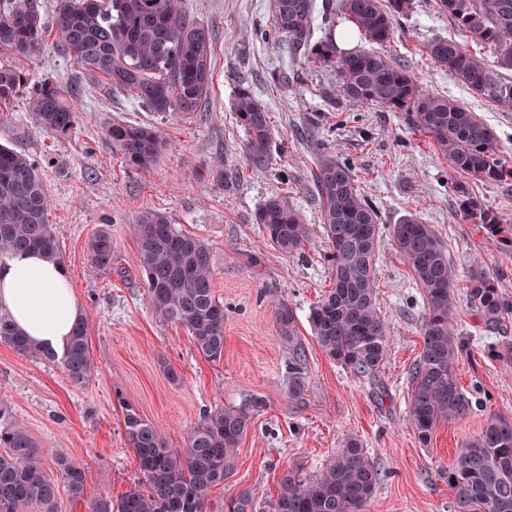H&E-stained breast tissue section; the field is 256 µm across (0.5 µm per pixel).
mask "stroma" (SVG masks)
<instances>
[{
  "instance_id": "obj_1",
  "label": "stroma",
  "mask_w": 512,
  "mask_h": 512,
  "mask_svg": "<svg viewBox=\"0 0 512 512\" xmlns=\"http://www.w3.org/2000/svg\"><path fill=\"white\" fill-rule=\"evenodd\" d=\"M188 16L213 37L212 84L193 112L162 114L112 94L45 37L39 52L18 60L29 76L4 114L0 145L39 165L51 199L47 218L55 227L61 261L89 323L92 370L80 386L61 364L23 355L0 344V398L35 441L51 477L58 457L71 458L90 477L89 498L116 500L140 478L124 437L122 404H129L163 433L169 447L183 448L189 432L217 407L247 406L252 413L234 474L215 488L208 512H224L227 499L247 495L251 512H271L286 470L303 478L323 473L348 436L356 437L383 474L366 512H454L455 494L444 475L460 443L492 414L512 417V320L486 326L456 290L455 322L465 342L457 378L473 409L441 424L421 445L406 421L408 381L423 348V299L413 286L390 237H383L376 264L381 312L389 351L380 372L360 377L330 360L308 322L312 305L330 286L328 245L312 173L329 153L355 170L383 228L409 214L431 224L459 276L471 264L489 270L512 300V248L489 238L457 205L449 162L405 113L347 103L330 73L295 60L285 40L270 35L271 0H181ZM462 34L439 12L436 0H416L382 53L410 63L423 90L453 99L493 130L501 159L512 166V108L476 94L425 51L437 38ZM287 83H279V76ZM57 81L72 93L79 113L72 136L56 140L29 107L35 85ZM249 86L273 115V161L252 172L244 156L245 132L232 102L238 85ZM115 121L149 124L168 142L158 162L133 170L106 138ZM469 193L512 226V181L466 179ZM287 192L289 203L312 230L304 254L271 246L255 222L265 199ZM166 214L172 224L211 247L214 290L224 304V356L210 362L195 350L182 327L159 322L138 273L131 233L144 210ZM112 237V267L89 259L100 231ZM260 265H251V256ZM292 308L306 351L304 404L288 397L292 353L276 328L273 304Z\"/></svg>"
}]
</instances>
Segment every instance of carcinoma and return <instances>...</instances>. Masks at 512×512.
Segmentation results:
<instances>
[{"label": "carcinoma", "mask_w": 512, "mask_h": 512, "mask_svg": "<svg viewBox=\"0 0 512 512\" xmlns=\"http://www.w3.org/2000/svg\"><path fill=\"white\" fill-rule=\"evenodd\" d=\"M473 42L498 48L495 68L468 45L437 39L426 46L436 66L451 72L472 91L512 108V82L494 69L512 71V0H437ZM415 0H325L322 12L339 13L360 39L384 45L399 19L414 11ZM41 0H0V54L37 53L45 32ZM54 41L68 59L112 92L122 93L154 112H191L207 96L212 78V39L208 28L182 11L180 0H55ZM315 0H273L269 34L282 38L298 60L315 64L336 79L346 101L404 112L410 125L427 134L452 171L463 178L512 179V167L499 159L501 146L491 129L462 105L426 93L409 66L376 51L342 49L335 37L314 38ZM27 83L26 72L0 64V104H9ZM31 112L51 136L65 138L77 128L78 112L66 87L43 83L33 93ZM233 112L246 133L245 158L251 170L272 161L271 113L248 86H239ZM106 136L125 165L150 168L167 146L159 129L114 122ZM353 168L330 154L319 157L315 187L323 234L329 245L332 287L312 306L309 322L321 351L357 376H373L388 354L387 323L376 288V261L382 227L376 207L355 185ZM467 219L493 238L501 233L497 212L455 186ZM50 200L37 165L0 145V262L15 250H37L60 259L59 241L47 215ZM268 241L287 254L310 243L309 225L280 195L268 197L255 215ZM138 271L148 288L156 318L178 324L204 359L224 357V303L214 291L211 247L183 232L166 215L145 211L133 225ZM392 241L426 306L423 349L410 373L407 422L418 441L428 444L437 428L462 418L472 400L456 378L463 342L455 326L456 270L432 225L410 214L393 225ZM98 268H112V237L98 233L89 244ZM467 295L489 326L512 318V301L482 268L470 269ZM275 322L292 347V399L305 396V350L290 307L275 304ZM88 322L82 321L62 356L43 351L20 336L0 315V343L13 350L63 365L69 381L89 379ZM124 411L125 441L135 454L140 479L113 503L97 499L91 512H206L208 498L230 478L250 425L245 409L207 412L189 433L182 450L168 446L161 431L131 406ZM72 499L87 497L89 475L79 463L57 459ZM381 483V471L359 439L348 437L325 471L302 479L285 471L273 512H366ZM448 487L456 512H512V420L490 416L481 430L462 442L448 463ZM58 484L42 467L27 430L0 402V512H57Z\"/></svg>", "instance_id": "obj_1"}]
</instances>
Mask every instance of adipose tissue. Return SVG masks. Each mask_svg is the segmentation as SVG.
<instances>
[{
  "label": "adipose tissue",
  "instance_id": "adipose-tissue-1",
  "mask_svg": "<svg viewBox=\"0 0 512 512\" xmlns=\"http://www.w3.org/2000/svg\"><path fill=\"white\" fill-rule=\"evenodd\" d=\"M0 309L22 336L57 353L83 316L63 264L25 250L0 261Z\"/></svg>",
  "mask_w": 512,
  "mask_h": 512
}]
</instances>
